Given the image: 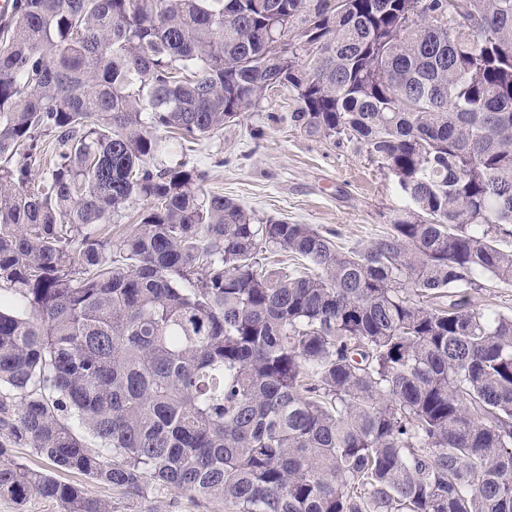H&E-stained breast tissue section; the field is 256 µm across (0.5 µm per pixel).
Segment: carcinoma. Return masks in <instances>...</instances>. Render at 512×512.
Segmentation results:
<instances>
[{"label":"carcinoma","instance_id":"carcinoma-1","mask_svg":"<svg viewBox=\"0 0 512 512\" xmlns=\"http://www.w3.org/2000/svg\"><path fill=\"white\" fill-rule=\"evenodd\" d=\"M0 17V499L512 512V0H13ZM286 89L407 201L345 249L170 158ZM143 202L139 221L112 241ZM286 253L298 267L270 268ZM484 286L485 288L471 291L472 308H491L512 314V286L496 285L490 281L484 282ZM10 454L17 461L50 472L63 482L82 486L89 497L111 502L114 512H143L147 509H151V512H227L224 509V502L198 500L176 492H163L147 501L133 503L112 488L98 484L83 474L54 471L49 461L36 455L31 448H11Z\"/></svg>","mask_w":512,"mask_h":512}]
</instances>
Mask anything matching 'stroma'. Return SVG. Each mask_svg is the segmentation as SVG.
I'll return each mask as SVG.
<instances>
[{
	"label": "stroma",
	"mask_w": 512,
	"mask_h": 512,
	"mask_svg": "<svg viewBox=\"0 0 512 512\" xmlns=\"http://www.w3.org/2000/svg\"><path fill=\"white\" fill-rule=\"evenodd\" d=\"M294 106L287 92L272 94L212 137L183 143L175 156L204 171L208 188L259 217L314 225L345 248L379 237L405 204L396 181L364 153L301 136L288 122ZM58 478L111 502L114 512H225L223 502L181 493L136 503L77 472Z\"/></svg>",
	"instance_id": "stroma-1"
}]
</instances>
